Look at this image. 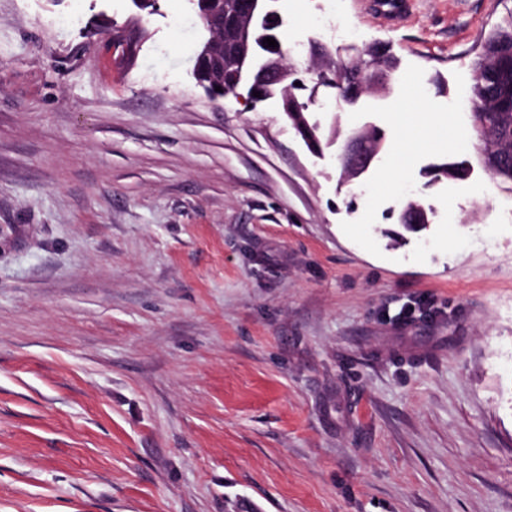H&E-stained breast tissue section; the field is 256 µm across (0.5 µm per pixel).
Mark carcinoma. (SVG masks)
Segmentation results:
<instances>
[{"label": "carcinoma", "instance_id": "cac0c4a2", "mask_svg": "<svg viewBox=\"0 0 512 512\" xmlns=\"http://www.w3.org/2000/svg\"><path fill=\"white\" fill-rule=\"evenodd\" d=\"M193 5L206 27L210 26V15L217 23L223 19L220 14L222 5L219 3L194 0ZM485 47V52L473 64V80L467 89L471 107V134L483 167L498 180L512 185V158L503 156V152L512 148V112L494 111L486 104L481 88L483 73L500 62L502 53L512 50V14L489 34ZM351 65L360 68L367 75L383 70L391 79L395 78L398 68V62L392 56L383 54L376 57L365 52L351 61ZM435 171L437 175L448 179L463 180L469 175L470 167L464 161H448L436 166Z\"/></svg>", "mask_w": 512, "mask_h": 512}]
</instances>
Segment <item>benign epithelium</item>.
<instances>
[{
	"instance_id": "obj_1",
	"label": "benign epithelium",
	"mask_w": 512,
	"mask_h": 512,
	"mask_svg": "<svg viewBox=\"0 0 512 512\" xmlns=\"http://www.w3.org/2000/svg\"><path fill=\"white\" fill-rule=\"evenodd\" d=\"M269 0H237L232 11H224L223 25L210 30L211 36L197 54V61L211 63L208 90L221 97L239 96V89L247 85L249 92H259L261 96L251 97L254 103L262 102L274 96L276 89H281L283 109L293 128L301 136L308 149L320 151L318 137L314 133L305 106L301 104L296 90L305 88L304 84L287 82L292 70L284 64L282 47L268 46L255 41L253 31L256 24L264 19L272 29L268 37L278 39L274 30L281 25L278 15L268 8ZM500 70L493 69L485 73L484 82L491 87V95L496 97L497 108L501 112L508 111L504 98L497 96ZM373 91L382 93L384 89L376 81L367 83L361 79L352 80L351 89L344 95L345 100L356 105L365 93L366 86ZM221 87L222 92L215 91ZM380 145L368 136L353 137L348 142L342 156L344 175L354 180L363 175L379 154ZM403 224L428 223L427 211L417 206L406 207L401 215Z\"/></svg>"
}]
</instances>
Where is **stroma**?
<instances>
[{
    "mask_svg": "<svg viewBox=\"0 0 512 512\" xmlns=\"http://www.w3.org/2000/svg\"><path fill=\"white\" fill-rule=\"evenodd\" d=\"M413 2L273 0L296 78L401 60L357 109L301 92L315 154L196 84L190 0H0V512H512V189L400 126L415 89L468 123L512 0ZM349 65L360 68L362 71H364L365 75H370L375 70H384L390 78V83L394 80L395 73L398 68L397 60L394 57L387 55L385 51L383 55L378 57L362 51L349 64L340 66L336 65V79L339 77L341 72L345 71V69L340 72L338 71L342 68L348 67ZM380 145L368 136L353 137L342 156L344 175L349 181L359 178L372 165L379 154Z\"/></svg>",
    "mask_w": 512,
    "mask_h": 512,
    "instance_id": "35a3bbf8",
    "label": "stroma"
}]
</instances>
